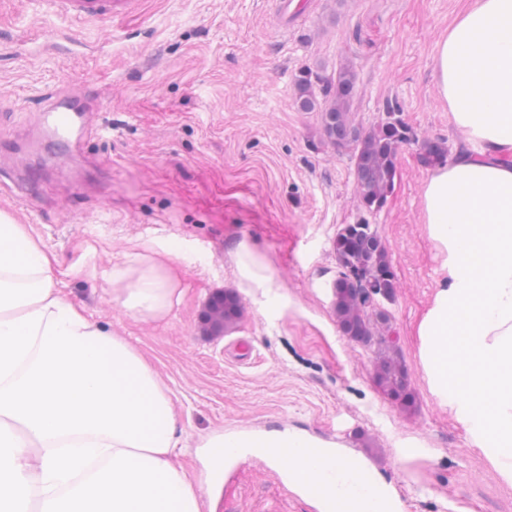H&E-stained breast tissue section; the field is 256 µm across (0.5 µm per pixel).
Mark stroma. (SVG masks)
Listing matches in <instances>:
<instances>
[{
  "label": "stroma",
  "mask_w": 512,
  "mask_h": 512,
  "mask_svg": "<svg viewBox=\"0 0 512 512\" xmlns=\"http://www.w3.org/2000/svg\"><path fill=\"white\" fill-rule=\"evenodd\" d=\"M307 2V15L288 22L275 0H141L125 18L85 23L0 0V169L20 152L43 172L24 201L0 181V211L55 254L68 297L164 379L184 430L176 462L189 476L203 475L198 445L211 432L292 428L366 460L406 512H512V485L430 394L416 334L443 277L420 212L430 173L421 146L453 153L464 139L433 63L467 0ZM346 63L359 80L356 123L373 128L393 98L416 137L373 212L355 193L352 148L294 102L302 69L330 75ZM53 88L97 93L69 154L50 150L40 122ZM349 224L375 228L394 285L378 297L386 318L366 341L336 316V240ZM138 243L178 255L183 299L159 322L104 292ZM243 245L267 263L273 288L249 285ZM218 291L237 297L241 315L212 337L202 317ZM384 352L403 368L408 401L378 384ZM215 512L317 510L249 456L229 469Z\"/></svg>",
  "instance_id": "obj_1"
}]
</instances>
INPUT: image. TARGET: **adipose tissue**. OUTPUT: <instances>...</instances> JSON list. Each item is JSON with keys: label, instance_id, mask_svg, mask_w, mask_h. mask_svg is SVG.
I'll return each mask as SVG.
<instances>
[{"label": "adipose tissue", "instance_id": "obj_1", "mask_svg": "<svg viewBox=\"0 0 512 512\" xmlns=\"http://www.w3.org/2000/svg\"><path fill=\"white\" fill-rule=\"evenodd\" d=\"M438 89L465 134L424 183L445 276L417 326L434 396L512 485V0H468L439 43ZM173 251L135 245L113 303L161 320L179 303ZM55 257L0 213V512H206L211 475L174 459L183 431L164 381L54 278ZM202 448H261L335 512H389L364 460L296 430L214 432Z\"/></svg>", "mask_w": 512, "mask_h": 512}]
</instances>
